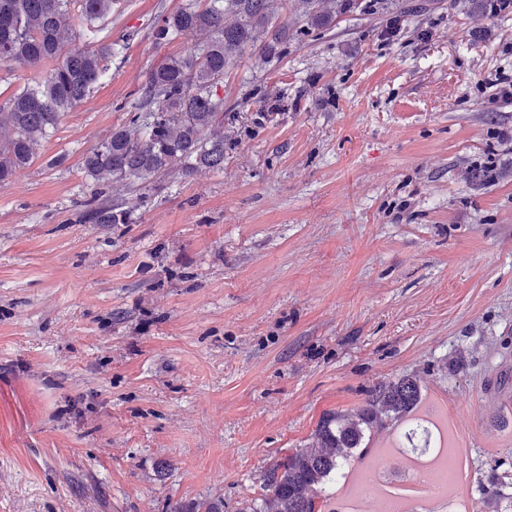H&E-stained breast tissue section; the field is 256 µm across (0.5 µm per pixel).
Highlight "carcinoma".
Returning a JSON list of instances; mask_svg holds the SVG:
<instances>
[{
  "instance_id": "cac0c4a2",
  "label": "carcinoma",
  "mask_w": 512,
  "mask_h": 512,
  "mask_svg": "<svg viewBox=\"0 0 512 512\" xmlns=\"http://www.w3.org/2000/svg\"><path fill=\"white\" fill-rule=\"evenodd\" d=\"M115 0H0V64L36 66L54 59L45 78L15 91L0 106V183L32 161L42 140L56 129L65 112L79 104L107 74L108 60L121 45L107 43L93 51L67 49L62 33L78 17L93 25L112 13ZM274 0H189L161 13L151 23L155 44L167 45L184 32L204 38L185 53L169 55L147 75L139 95L125 107L128 123L115 128L84 158V169L98 186L81 202L79 221L128 224L134 206L100 202L103 186L131 185L146 190L168 172L189 176L202 169H224L229 145L224 125L235 114L224 111L218 86L224 72L256 47L261 57H279L294 36L329 26L336 11L323 0H291L299 26L281 24ZM285 109L283 100L266 98L253 124L262 127L270 113ZM423 402L415 373L382 381L365 391L355 415L325 412L310 442L288 453L267 471L262 494L241 503L239 512H315L316 500H330L329 488L348 475L352 462L368 453L375 437L411 418ZM481 492L492 512H512V475L506 473Z\"/></svg>"
}]
</instances>
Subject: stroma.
Returning <instances> with one entry per match:
<instances>
[{
  "mask_svg": "<svg viewBox=\"0 0 512 512\" xmlns=\"http://www.w3.org/2000/svg\"><path fill=\"white\" fill-rule=\"evenodd\" d=\"M183 0H116L71 47L107 76L0 184V512H237L323 412L418 374L457 488L409 512H490L512 471V10L358 0L218 92L222 170L157 180L128 224L79 222L84 156L125 124ZM396 35H385L392 18ZM285 109L253 124L261 96ZM512 475L504 474L491 481L488 486H481V492L485 496L489 505L494 507L492 512H511L512 511Z\"/></svg>",
  "mask_w": 512,
  "mask_h": 512,
  "instance_id": "stroma-1",
  "label": "stroma"
}]
</instances>
